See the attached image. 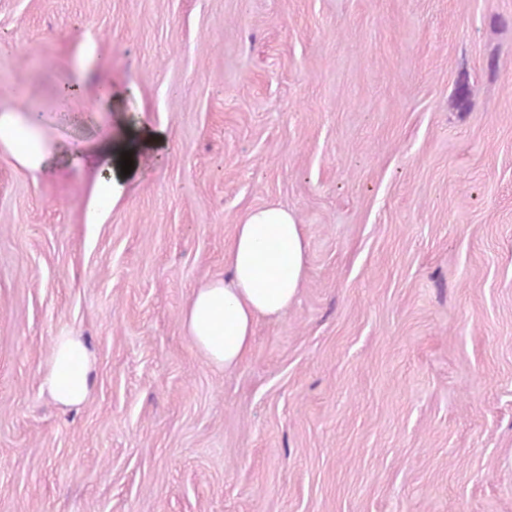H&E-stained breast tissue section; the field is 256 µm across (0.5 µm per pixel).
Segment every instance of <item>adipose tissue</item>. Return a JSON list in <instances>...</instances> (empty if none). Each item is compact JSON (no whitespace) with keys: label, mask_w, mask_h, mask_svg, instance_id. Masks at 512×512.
Masks as SVG:
<instances>
[{"label":"adipose tissue","mask_w":512,"mask_h":512,"mask_svg":"<svg viewBox=\"0 0 512 512\" xmlns=\"http://www.w3.org/2000/svg\"><path fill=\"white\" fill-rule=\"evenodd\" d=\"M47 116L34 112L0 113V146L22 167L54 171L56 146L43 137ZM166 128L132 126L115 116L111 129L71 144L68 158L91 177L89 218L114 207L138 179L144 159H160L168 150ZM130 154L133 168L122 174L120 161ZM302 227L276 203L250 210L235 225L224 247V275L194 288L182 324L209 365L223 370L242 363L252 349L254 330L263 318L286 315L306 277ZM95 381V356L69 331L55 336L41 370V390L57 405H83Z\"/></svg>","instance_id":"1"}]
</instances>
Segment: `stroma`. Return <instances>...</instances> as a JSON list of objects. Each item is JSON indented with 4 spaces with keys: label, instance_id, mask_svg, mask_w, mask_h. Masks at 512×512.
Returning <instances> with one entry per match:
<instances>
[{
    "label": "stroma",
    "instance_id": "35a3bbf8",
    "mask_svg": "<svg viewBox=\"0 0 512 512\" xmlns=\"http://www.w3.org/2000/svg\"><path fill=\"white\" fill-rule=\"evenodd\" d=\"M30 110L172 141L93 224L84 169L0 147V512H512V0H0ZM270 202L306 281L218 371L181 312ZM95 381V356L86 342L70 331L55 336L41 369V390L62 408L83 405Z\"/></svg>",
    "mask_w": 512,
    "mask_h": 512
}]
</instances>
